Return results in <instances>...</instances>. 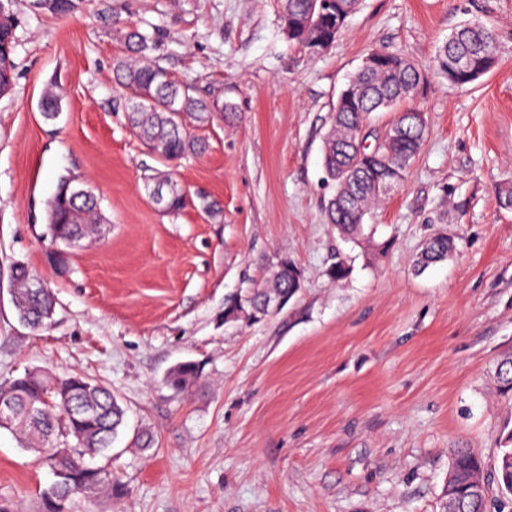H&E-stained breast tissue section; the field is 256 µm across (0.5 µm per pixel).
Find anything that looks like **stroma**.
I'll return each instance as SVG.
<instances>
[{"mask_svg":"<svg viewBox=\"0 0 512 512\" xmlns=\"http://www.w3.org/2000/svg\"><path fill=\"white\" fill-rule=\"evenodd\" d=\"M14 86L0 96V380L40 369L81 374L125 409L108 462L122 493L71 498L68 512H443L455 448L489 481L512 431L492 379L512 353V0H363L318 55L290 43L283 0H84L59 18L13 0ZM495 25L498 65L457 87L432 75L461 24ZM154 34L161 66L225 106L195 132L205 151L164 167L130 133L113 74L116 26ZM428 73L405 105L428 134L403 184L353 243L325 217L321 163L332 109L371 51ZM63 92L44 120L48 85ZM187 203L162 211L154 170ZM88 183L104 217L66 268L43 238L60 177ZM447 260L419 272L425 241ZM302 286L253 322L225 302L265 285L280 260ZM350 268L333 281L337 261ZM55 296L51 324L19 322L11 270ZM195 361L186 392L173 365ZM151 431L154 446L134 440ZM48 465L0 429V512H41ZM443 235L436 233L428 239L417 261L419 269L424 270L432 264L444 261L453 252V243ZM198 370L191 361H185L175 366L166 378V384L177 392L184 391L196 381Z\"/></svg>","mask_w":512,"mask_h":512,"instance_id":"obj_1","label":"stroma"}]
</instances>
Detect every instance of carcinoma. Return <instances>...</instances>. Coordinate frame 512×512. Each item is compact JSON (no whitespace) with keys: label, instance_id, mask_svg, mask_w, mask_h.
Masks as SVG:
<instances>
[{"label":"carcinoma","instance_id":"1","mask_svg":"<svg viewBox=\"0 0 512 512\" xmlns=\"http://www.w3.org/2000/svg\"><path fill=\"white\" fill-rule=\"evenodd\" d=\"M12 0H0V36H15L16 20ZM80 0H35L36 8L58 16H67L78 8ZM360 0H337L323 5V0H285L284 22L288 40L310 49L317 40L333 42L337 12L350 17L359 8ZM126 56L116 60L115 82L125 96L127 122L134 136L160 161L170 162L195 153L201 142L190 132V124L208 122L215 107L207 100L194 97L189 87L176 80L164 67L153 62L148 53L151 38L137 28L121 31ZM386 61L367 71H355L363 88L360 101L351 106L336 100L330 128L324 138L323 168L336 185V193L325 207L327 220L338 235L347 241L367 238L365 218L382 202L386 194L380 189L383 181L401 185L410 164L418 153L426 125L414 117L409 108L395 114L385 125L384 139L370 147L362 139V129L371 125L374 114L391 111L413 98L425 73L412 60L401 54L386 53ZM497 31L484 23H468L455 30L438 49L434 59L435 73L455 86L474 83L495 66ZM60 96L49 88L42 99L43 115L56 118ZM169 186L168 205L162 210H180L186 195L178 183L166 179ZM77 193L61 210L57 206L61 189L47 201L46 237L50 244L74 248L99 236L102 219L98 201L88 188L77 186ZM454 250L453 243L436 233L426 242L417 261L420 269L444 261ZM298 269L289 265L277 270L273 291H290ZM36 278L27 267L16 268L13 274L12 303L19 320L28 328H44L49 314L55 310V298L47 288L34 286ZM271 293L261 289L250 294L247 305L257 317L270 310ZM198 370L191 361L175 366L166 384L181 392L196 381ZM498 391L512 392V355L502 359L495 370ZM8 396L14 404L13 418L4 428L16 432L21 447L58 458L59 465L77 476L69 484L49 486L42 492L44 512H51L50 500L75 495L91 497L104 489L115 493L122 485L106 467L86 473V458L107 456L123 423L124 409L105 385L78 375L53 382L38 373L14 377L0 382V397ZM497 484L512 496V448L501 449L497 464ZM478 487L481 496L471 500L467 512H485L486 489L479 459L467 448L453 452L444 489L445 510H451V494L464 493Z\"/></svg>","mask_w":512,"mask_h":512}]
</instances>
